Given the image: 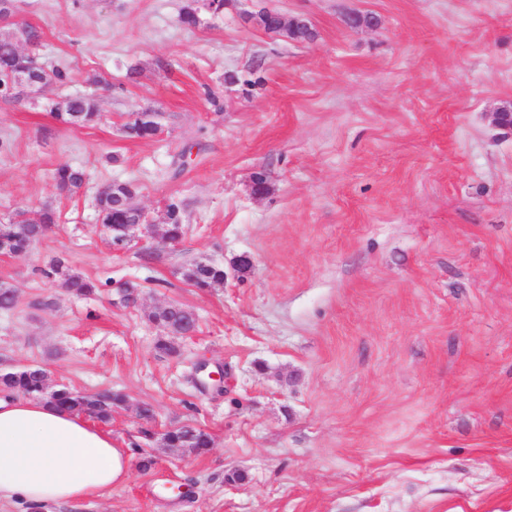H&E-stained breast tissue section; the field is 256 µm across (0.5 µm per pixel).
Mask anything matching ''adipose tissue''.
Listing matches in <instances>:
<instances>
[{
  "mask_svg": "<svg viewBox=\"0 0 512 512\" xmlns=\"http://www.w3.org/2000/svg\"><path fill=\"white\" fill-rule=\"evenodd\" d=\"M130 459L109 432L38 398L0 397V510L32 512L100 496L125 480Z\"/></svg>",
  "mask_w": 512,
  "mask_h": 512,
  "instance_id": "ef3b65f1",
  "label": "adipose tissue"
}]
</instances>
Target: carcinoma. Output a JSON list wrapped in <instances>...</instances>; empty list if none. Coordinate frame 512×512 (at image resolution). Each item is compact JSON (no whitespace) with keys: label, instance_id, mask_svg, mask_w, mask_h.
<instances>
[{"label":"carcinoma","instance_id":"obj_1","mask_svg":"<svg viewBox=\"0 0 512 512\" xmlns=\"http://www.w3.org/2000/svg\"><path fill=\"white\" fill-rule=\"evenodd\" d=\"M201 6L199 0H187L182 7L179 20L187 28L195 29L200 24ZM263 27L268 34L281 35L293 41H303L306 33L301 30L284 31L275 18L268 16L263 19ZM42 40L41 31L25 24L21 29L11 35L0 37V98L13 99L9 92L11 75L20 67L26 65L28 60L22 54L20 44L24 43L37 48ZM53 118L63 124L71 125L74 122L73 114H82L81 120L89 124L98 118L97 102L88 96H74L67 98L64 108L58 110L52 103H47ZM158 122L155 120H141L138 114H133L124 124L125 134L129 138L150 140L157 134ZM54 180L57 190L71 196L82 187L86 180V173L68 164H60L54 170ZM137 194L136 187L131 183H110L102 186L97 204V219L100 224L110 227L114 224H136L139 221L138 209L134 204ZM168 235L179 240L185 235L183 222V208L181 202L171 199L166 205ZM57 223L56 213L51 209L39 211L38 217L31 219L34 226L32 233H17L7 223L0 222V253L17 255L32 249L45 236L52 232ZM191 274L184 278L192 286L200 289L216 288L224 285V267L209 263L202 265L198 262L190 264ZM48 279H56L65 291L77 298L92 295L96 286L79 273L73 272L65 266L60 259L54 260L49 268L42 270ZM151 322L163 326L167 333L173 334L186 331L192 326V321L186 312L172 306L167 310H155L148 315ZM45 382L40 367L24 365L8 371L0 372V393L6 396H22L46 399L62 408L77 414H85L102 422L112 418V407L116 406L122 395L119 393L86 394L76 389L63 386L53 392L44 391ZM190 446L200 454L208 450L211 445L210 436L201 429L192 435V441L185 440V431L177 429L168 433V447L183 448Z\"/></svg>","mask_w":512,"mask_h":512}]
</instances>
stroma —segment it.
I'll list each match as a JSON object with an SVG mask.
<instances>
[{"mask_svg":"<svg viewBox=\"0 0 512 512\" xmlns=\"http://www.w3.org/2000/svg\"><path fill=\"white\" fill-rule=\"evenodd\" d=\"M15 3L0 36L38 27L41 62L70 76L51 96H96L99 117L64 126L0 100V218L59 216L0 255L18 297L0 366L127 400L104 429L129 477L52 512H512V135L492 117L512 105V0H236L192 31L185 0ZM262 6L309 18L315 39L244 23ZM355 11L375 25L346 26ZM149 110L160 134L125 138ZM61 163L89 176L74 196L55 187ZM107 182L134 183L157 224L182 201L183 240L113 250L96 221ZM56 258L96 292L44 278ZM194 260L223 263V287L187 283ZM170 302L199 317L173 355L148 319ZM202 362L223 391L197 384ZM187 424L208 453L163 445Z\"/></svg>","mask_w":512,"mask_h":512,"instance_id":"1","label":"stroma"}]
</instances>
